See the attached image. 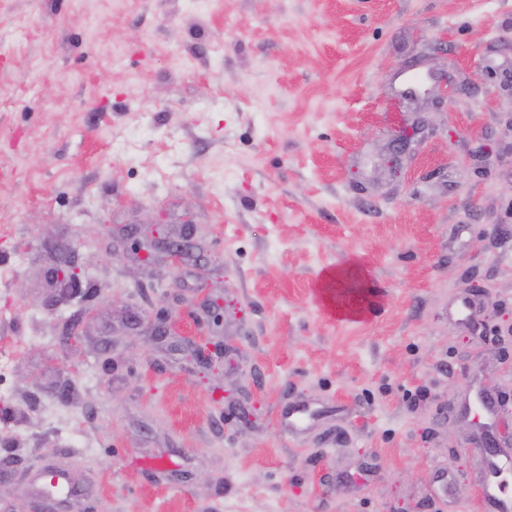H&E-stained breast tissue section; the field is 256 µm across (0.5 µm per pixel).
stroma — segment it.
<instances>
[{
	"instance_id": "stroma-1",
	"label": "stroma",
	"mask_w": 512,
	"mask_h": 512,
	"mask_svg": "<svg viewBox=\"0 0 512 512\" xmlns=\"http://www.w3.org/2000/svg\"><path fill=\"white\" fill-rule=\"evenodd\" d=\"M1 86L0 512H483L512 0H0ZM32 340L27 336H0V395L2 391V381L9 373L14 358ZM313 417V411L306 403H298L282 412L280 419L289 432L298 433Z\"/></svg>"
}]
</instances>
